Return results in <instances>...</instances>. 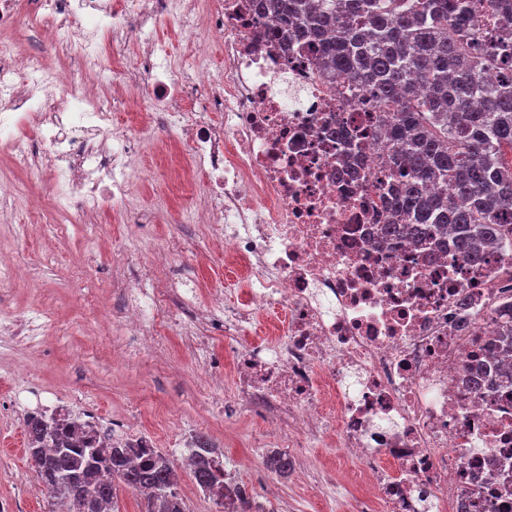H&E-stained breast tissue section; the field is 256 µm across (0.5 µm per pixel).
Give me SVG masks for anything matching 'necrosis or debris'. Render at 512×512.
Wrapping results in <instances>:
<instances>
[{
  "instance_id": "necrosis-or-debris-1",
  "label": "necrosis or debris",
  "mask_w": 512,
  "mask_h": 512,
  "mask_svg": "<svg viewBox=\"0 0 512 512\" xmlns=\"http://www.w3.org/2000/svg\"><path fill=\"white\" fill-rule=\"evenodd\" d=\"M0 0V31L47 30L66 75L0 40V130L16 166L34 172L29 138L50 160L60 223L118 212L140 174L133 140L178 144L182 175L202 184L208 233L243 282L215 300L189 348L224 339L227 399L291 449H337L368 490L359 512H512V355L493 339L512 318V248L477 266L455 253L389 241L386 131L350 146L336 121L374 123L368 94L316 67L302 42L274 41L265 0ZM188 34L192 68L172 60L159 21ZM143 51L136 68L110 62L106 38ZM110 78L143 105L147 124L114 120L94 82ZM172 240L145 254L126 245L117 264L138 272L117 313L128 357L163 329L197 318L192 299L167 306L162 276L180 257ZM481 384H471L473 375Z\"/></svg>"
}]
</instances>
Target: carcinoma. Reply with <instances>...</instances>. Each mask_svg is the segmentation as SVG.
Segmentation results:
<instances>
[{"label":"carcinoma","mask_w":512,"mask_h":512,"mask_svg":"<svg viewBox=\"0 0 512 512\" xmlns=\"http://www.w3.org/2000/svg\"><path fill=\"white\" fill-rule=\"evenodd\" d=\"M472 0H269L280 28L322 64L379 101L395 151L390 206L402 223L383 237L431 241L471 265L512 246V42H472ZM501 66L496 83L486 71ZM27 452L60 512H111L118 492L140 497V512H186L174 462L155 448H106L70 422L24 421ZM191 474L224 499L219 450L197 436Z\"/></svg>","instance_id":"obj_1"}]
</instances>
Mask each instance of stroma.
Returning <instances> with one entry per match:
<instances>
[{
	"label": "stroma",
	"instance_id": "35a3bbf8",
	"mask_svg": "<svg viewBox=\"0 0 512 512\" xmlns=\"http://www.w3.org/2000/svg\"><path fill=\"white\" fill-rule=\"evenodd\" d=\"M144 180L133 187L119 215H97L89 224H69L52 241L24 247L32 263L28 280L0 286V318L46 312L52 319L39 345L0 335V512H55L54 500L36 496L38 482L26 452L17 404L49 405L73 395L100 422L135 412L154 446L173 461L181 459L177 438L193 426L218 446L241 482L254 484L264 458L280 444L264 439L254 415L225 417L209 408V390L198 377L204 356L181 343L182 330H165L162 343L124 362L109 354L121 340L112 310L121 294L112 279V247L135 243L150 251L178 239L183 253L169 277L180 289H197L198 305L211 292L238 285L235 272L209 268L211 241L199 238L191 200L170 180L162 150L144 139L134 152ZM305 476L280 479L278 498L296 512H350L335 488L316 483L327 468L342 469L337 449L308 448Z\"/></svg>",
	"mask_w": 512,
	"mask_h": 512
}]
</instances>
